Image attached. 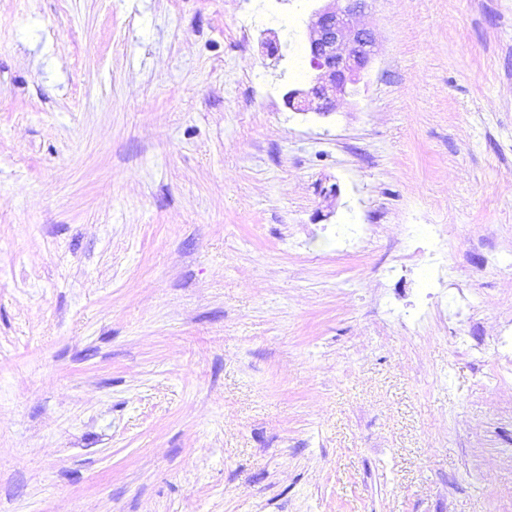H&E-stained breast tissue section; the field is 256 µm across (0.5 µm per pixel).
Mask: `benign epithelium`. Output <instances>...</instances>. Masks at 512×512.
<instances>
[{"instance_id":"benign-epithelium-1","label":"benign epithelium","mask_w":512,"mask_h":512,"mask_svg":"<svg viewBox=\"0 0 512 512\" xmlns=\"http://www.w3.org/2000/svg\"><path fill=\"white\" fill-rule=\"evenodd\" d=\"M368 0H327L313 12L309 24V52L314 70L305 89L288 93V105L297 111L322 101L318 111L335 109L336 96L350 94L375 51V39L362 22Z\"/></svg>"}]
</instances>
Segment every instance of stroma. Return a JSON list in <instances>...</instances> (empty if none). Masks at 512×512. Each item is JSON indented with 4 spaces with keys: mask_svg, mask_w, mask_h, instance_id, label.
<instances>
[{
    "mask_svg": "<svg viewBox=\"0 0 512 512\" xmlns=\"http://www.w3.org/2000/svg\"><path fill=\"white\" fill-rule=\"evenodd\" d=\"M317 6L0 0V512H512V0H369L327 115ZM415 215L463 325L386 312ZM321 1L329 3L313 12L309 24L308 44L315 73L308 88L288 93V105L305 112L317 99L322 101L318 111L328 114L335 109L336 96L350 94L360 80L374 55L375 39L361 22L368 0Z\"/></svg>",
    "mask_w": 512,
    "mask_h": 512,
    "instance_id": "stroma-1",
    "label": "stroma"
}]
</instances>
